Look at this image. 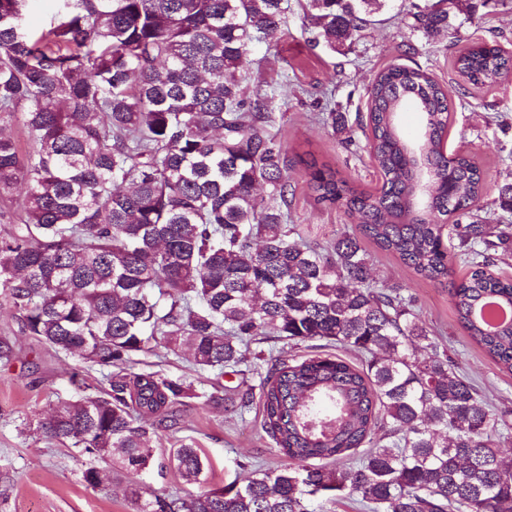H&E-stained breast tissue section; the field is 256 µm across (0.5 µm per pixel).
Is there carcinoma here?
<instances>
[{
  "label": "carcinoma",
  "instance_id": "1",
  "mask_svg": "<svg viewBox=\"0 0 512 512\" xmlns=\"http://www.w3.org/2000/svg\"><path fill=\"white\" fill-rule=\"evenodd\" d=\"M31 2L0 0V198L23 192L20 222L0 234V298L28 335L107 370L109 385L60 402L36 431L108 461L83 473L100 489L114 471L155 462L144 418L163 421L200 395L184 379L133 371L134 355L185 349L200 370L242 374L261 359L253 344L323 341L361 364L278 357L259 375L283 463L203 487L206 461L183 443L171 461L197 491L145 499L132 487L136 512H327L342 497L365 512H512V457L499 452L512 440L509 412L483 403L437 349L412 295L373 282L356 237L311 245L288 224V162L263 132L270 101L248 96L241 73L253 42L281 27L285 0H58L36 32ZM386 2L307 0V17L336 52ZM452 7L459 0L413 5V28L448 29ZM455 66L480 88L511 74L512 57L478 45ZM409 99L423 114L415 140L398 122ZM451 105L427 71L390 65L364 125L380 188L299 161L315 203L358 216L420 277L443 283L448 247L464 251L470 274L450 290L457 319L512 372V322L489 329L480 317L490 301L512 307V279L489 270L512 226L479 223L481 169L444 149ZM498 202L512 213V172Z\"/></svg>",
  "mask_w": 512,
  "mask_h": 512
}]
</instances>
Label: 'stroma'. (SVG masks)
<instances>
[{"label": "stroma", "instance_id": "stroma-1", "mask_svg": "<svg viewBox=\"0 0 512 512\" xmlns=\"http://www.w3.org/2000/svg\"><path fill=\"white\" fill-rule=\"evenodd\" d=\"M305 0H288L285 23L272 38L256 43L244 67L249 96L272 98L273 119L265 128L281 144L288 160L293 194L288 221L303 240L323 243L337 233H360L357 220L340 207L315 204L308 175L298 161L310 152L327 162L360 189L374 191L381 182L372 164L367 138L358 117L367 111V89L375 75L392 64L421 67L444 85L458 81L454 61L460 49L477 41L493 42L512 52V0H471L458 12L451 29L434 36L414 30L410 0H391L374 14L363 31L348 40L344 53L331 51L304 15ZM445 148L467 154L482 172L485 194L479 218L485 224H512V214L497 203L498 188L512 171V77L489 88L455 92ZM345 117V132H337L327 113ZM377 283L402 286L416 300L414 312L442 346L447 347L460 374L481 388L496 407L512 409V373L503 370L458 322L449 295L450 282L467 276L470 266L460 251L449 258L448 281L436 285L404 266L397 256L369 239L361 241ZM0 343L12 354L0 360V512H134L130 484L142 495L186 491L170 465V449L193 441L208 467L206 485L250 475L254 468H272L281 457L263 429L260 402L240 411L231 404H205L198 395L174 407L156 433L153 466L135 480L114 477L107 489L86 485L83 472L90 458L33 433L25 423L47 417L58 402L94 392L102 384L98 367L74 355L46 349L21 328L20 316L0 301ZM139 371H158L171 378H188L199 392L228 388L257 375L196 371L187 352L156 348L135 357Z\"/></svg>", "mask_w": 512, "mask_h": 512}]
</instances>
